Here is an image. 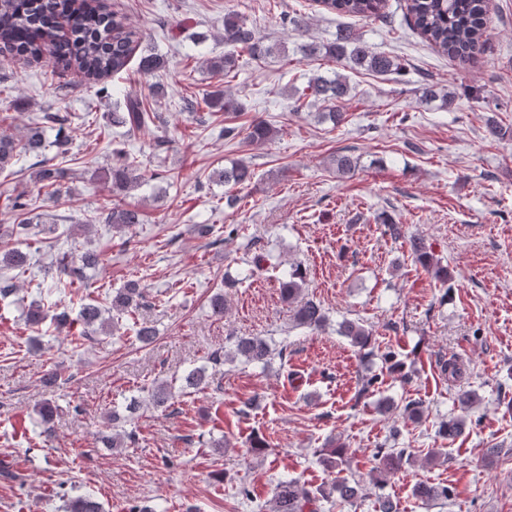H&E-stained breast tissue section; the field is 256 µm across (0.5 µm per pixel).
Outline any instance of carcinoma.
I'll list each match as a JSON object with an SVG mask.
<instances>
[{
	"instance_id": "cac0c4a2",
	"label": "carcinoma",
	"mask_w": 512,
	"mask_h": 512,
	"mask_svg": "<svg viewBox=\"0 0 512 512\" xmlns=\"http://www.w3.org/2000/svg\"><path fill=\"white\" fill-rule=\"evenodd\" d=\"M323 7L339 14L359 17H376L382 13L385 0H322ZM409 21L435 49L467 62L474 59L488 38L487 0H408ZM141 40V34L133 26L117 19L115 14L103 10L96 0H0V52L23 59H37L48 52L53 64L64 69L75 70L90 83H98L104 78L119 75L125 71L134 51ZM224 44L232 50L221 56L207 60V66L217 74H238L243 68L240 57L258 59L270 53L256 29L236 13L224 15ZM306 54L312 56L319 51L325 55L344 61L349 66L364 67L370 71L388 74L400 69V64L386 52L373 50L350 28H343L330 43L317 46H303ZM165 56L148 51L141 55L139 70L144 74H154L165 69ZM306 90L310 96L329 102L339 103L350 94L346 79L340 75L333 79L317 76L307 82ZM207 109L224 112H238L242 105L232 94L217 89L203 98ZM159 116L147 112L142 102L132 96L124 100V109L112 113V125L124 127L129 131H141L155 123ZM67 118L56 112H46L41 123L58 127L62 136L56 139L58 154L67 157L69 135L64 133ZM276 130L263 120L255 121L247 132L250 142H266ZM43 145L39 131L30 132L20 142L11 137L0 136V172L11 170L19 163L31 158L37 159L38 170L35 179L44 187L58 192L65 171L42 158ZM250 166L239 161L229 169H224V184L242 185L252 179ZM112 185V206H104L94 219L121 232L132 230L144 223L142 212L126 206L122 196L139 187L141 173L138 164L127 159L118 160L108 171ZM15 222L10 231L0 239V267L23 274L30 264V256L17 247L11 246V240L20 235H28L32 225L40 223V216L29 215V203L24 195H17L12 202ZM388 231L394 239H406L410 255L424 269L430 271L444 283L451 281L448 268L442 266L429 251L424 239L405 238L403 226L389 224ZM99 263V255L90 248H81L75 252L62 254L57 262L61 278L53 282L48 294L61 293L60 284L79 282L87 284L86 270ZM304 276L299 268L288 274L281 282L282 296L292 307L295 323L302 327L318 329L327 321L322 304L304 294ZM144 299V291L137 280H130L124 288L112 296L111 308L119 314H133ZM25 323L38 328L50 321L59 332L75 325L80 330L73 333L74 343L105 333L109 329V320L103 317V309L94 300L80 304L76 315L62 299L50 305L33 301L25 306ZM337 333L349 339L350 343L361 349L371 345L372 332L362 323L343 320ZM232 346L224 352H214L208 360L217 366L241 357L247 363L268 366L276 358L285 359L287 346L274 347L262 336H234ZM209 386L207 370L198 368L184 378L181 390L202 391ZM175 394L172 386L160 383L148 391V403L163 411L173 406ZM460 414L451 416L444 422L439 435L448 440L461 436L466 426L467 416L480 402L479 395L472 389H461L456 396ZM139 407V401L133 400L125 406V413L117 409L106 412V419L112 422L113 433L102 437L107 448H121L135 441V434L124 429L130 420V414ZM407 456L405 448H380L376 454V466L373 474L396 471ZM319 464L335 474L328 483L317 487H308L296 479L279 482L275 489L272 512H318L317 503L330 502L338 498L341 503L354 504L359 498L360 481L353 476H344L345 459L342 445L323 449L318 454ZM414 495L422 501H434L448 498V489L430 484H418ZM62 505L56 512H104L93 496L84 492L75 495L64 494L60 497Z\"/></svg>"
}]
</instances>
